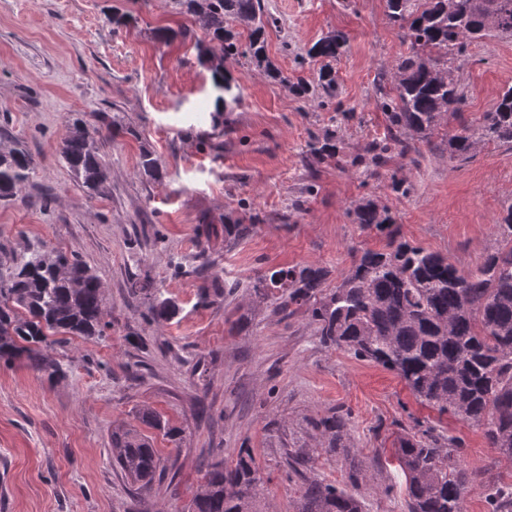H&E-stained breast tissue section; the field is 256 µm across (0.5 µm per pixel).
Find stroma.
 Instances as JSON below:
<instances>
[{
    "label": "stroma",
    "mask_w": 512,
    "mask_h": 512,
    "mask_svg": "<svg viewBox=\"0 0 512 512\" xmlns=\"http://www.w3.org/2000/svg\"><path fill=\"white\" fill-rule=\"evenodd\" d=\"M270 3L279 23L267 30L268 53L285 75L319 68L294 56L321 34H347L332 104L309 105L228 56L224 69L240 78L244 101L216 111L193 38L155 35L190 27L175 0H0V146L21 144L37 160L16 197L0 201V275L35 246L76 255L103 281L107 323L102 337L53 345L64 376L0 363V512H191L208 465L243 448L263 475L268 512H293L304 478L345 484L353 457L378 461L353 489L366 512H403L394 452L416 427L459 438L467 467L512 481V465L494 466L497 452L477 426L420 403L394 372L324 345L305 312L274 313L250 288L261 272L294 265L325 267L324 287L334 288L354 251L385 244L352 221L364 198L389 207L403 239L476 268L512 202V148L486 145L460 165L440 144L361 177L351 159L386 134L374 79L403 50L384 0ZM115 11L127 24L108 23ZM465 58L466 106L452 127L478 125L512 85V37L471 43ZM77 117L112 128L102 147L111 174L96 195L59 160ZM328 129L344 165L305 153ZM145 152L159 178L141 173ZM396 180L406 192L393 190ZM228 216L260 222L228 246ZM202 248L218 290L205 301L194 271ZM133 277L160 283L178 313L151 320L128 293ZM144 407L179 434L153 431L167 471L140 490L113 465L110 436L113 423L135 422ZM332 409L347 416L346 445L315 452L306 422Z\"/></svg>",
    "instance_id": "obj_1"
}]
</instances>
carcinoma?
I'll return each instance as SVG.
<instances>
[{
  "instance_id": "carcinoma-1",
  "label": "carcinoma",
  "mask_w": 512,
  "mask_h": 512,
  "mask_svg": "<svg viewBox=\"0 0 512 512\" xmlns=\"http://www.w3.org/2000/svg\"><path fill=\"white\" fill-rule=\"evenodd\" d=\"M204 38L195 42L214 84L224 86L216 111L243 101V86L224 75V56L241 54L295 96L319 106L336 97L333 63L348 39L331 31L306 51L321 60L310 75L288 77L268 55L266 31L277 22L268 0H178ZM390 26L406 49L376 79V93L387 135L372 140L352 160L367 178L381 175L393 157L407 158L431 146L435 131L463 111L466 95L459 81L466 46L493 33L512 37V0H385ZM234 21L240 27H229ZM105 135L77 121L59 147V157L73 178L89 191H103L109 163L102 152ZM448 158L469 162L478 148L497 144L512 148V86L501 90L495 108L473 128L461 124L448 131ZM306 153L341 163L336 132L314 136ZM36 168L32 154L20 147L0 148V200H9ZM362 230L385 237L380 250L356 252L352 266L336 288L322 295L328 271L303 265L279 268L250 285L275 312L304 310L322 342L396 373L413 396L441 413L471 422L482 430L497 463L512 465V204L498 219L500 240L474 270L465 271L448 257L398 237L389 208L365 199L352 211ZM256 218L224 225V242L251 235ZM14 271L0 279V361L26 358L37 372L60 371L42 353L51 336H102L103 285L78 258L37 247L13 258ZM129 293L148 304L155 321L168 320L176 306L148 278H133ZM138 419L168 437V427L149 408ZM316 447L336 452L347 435L345 416L336 410L311 421ZM405 477L407 512H464L468 491L486 490L489 512H512V484L488 485L484 474L468 470L462 445L431 429L410 431L396 448ZM113 462L148 489L162 472L151 437L130 424L112 425ZM376 460L349 462L347 481L356 486L372 472ZM261 472L250 450L242 448L232 464L208 466L192 512H262ZM363 502L346 488L318 478L304 481L294 512H363Z\"/></svg>"
}]
</instances>
